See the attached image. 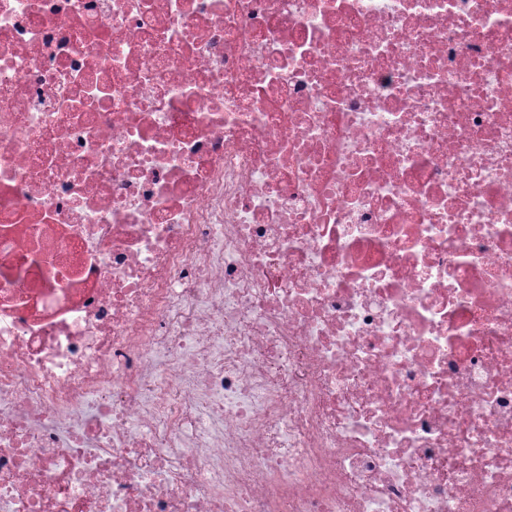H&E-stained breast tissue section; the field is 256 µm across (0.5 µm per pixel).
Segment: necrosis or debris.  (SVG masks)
<instances>
[{
	"label": "necrosis or debris",
	"mask_w": 512,
	"mask_h": 512,
	"mask_svg": "<svg viewBox=\"0 0 512 512\" xmlns=\"http://www.w3.org/2000/svg\"><path fill=\"white\" fill-rule=\"evenodd\" d=\"M0 512H512V0H0Z\"/></svg>",
	"instance_id": "obj_1"
}]
</instances>
